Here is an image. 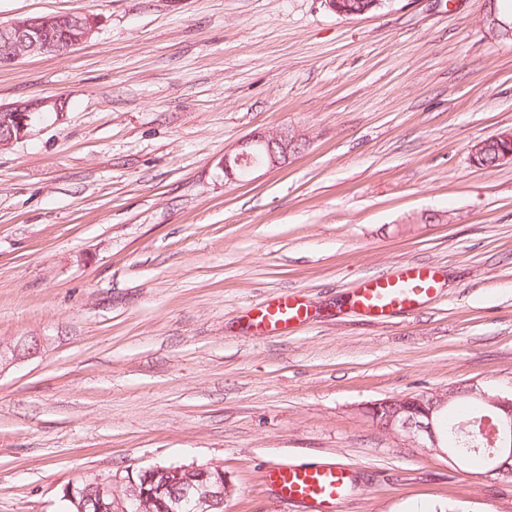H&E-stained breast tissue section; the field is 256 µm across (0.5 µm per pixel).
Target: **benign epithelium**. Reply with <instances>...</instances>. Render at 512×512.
I'll return each instance as SVG.
<instances>
[{
	"label": "benign epithelium",
	"mask_w": 512,
	"mask_h": 512,
	"mask_svg": "<svg viewBox=\"0 0 512 512\" xmlns=\"http://www.w3.org/2000/svg\"><path fill=\"white\" fill-rule=\"evenodd\" d=\"M486 22L492 30L512 35V24L499 18L497 0H489ZM95 16L76 12L66 15L43 14L26 16L10 22H0V67L9 66L31 56H57L68 49L87 42L97 28ZM63 102L59 99L40 101H18L9 106L0 105V149L27 137L30 128L45 112H61ZM498 142L507 146L498 149L495 166L512 162V130L495 135ZM306 139L299 133L282 128L272 134L257 133L224 153L221 169L227 178L236 177L243 165L248 173L266 168L280 167L291 156L301 152ZM38 349L37 340L7 349L0 346V371L32 356ZM458 398H474L488 407L486 433L497 453L490 456L485 474L504 476L512 473V434L502 427L501 415L512 417V396L492 394L478 383L464 388L450 387L442 392H426L421 395L407 394L371 402L363 412L379 427L390 434L403 437L412 446L430 454L446 458L458 466L464 459L449 448L441 446L437 433L438 416ZM141 482L126 479V500L145 512L157 503L167 512H180L183 503L193 504L195 512H215L224 507V499L231 493V486L224 472H212L195 464L176 467L151 466L141 470ZM180 481V491L167 493L172 479ZM152 490H145L146 486Z\"/></svg>",
	"instance_id": "7a95c632"
}]
</instances>
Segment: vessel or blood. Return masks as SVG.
Returning <instances> with one entry per match:
<instances>
[{"label": "vessel or blood", "instance_id": "vessel-or-blood-1", "mask_svg": "<svg viewBox=\"0 0 512 512\" xmlns=\"http://www.w3.org/2000/svg\"><path fill=\"white\" fill-rule=\"evenodd\" d=\"M437 285L433 267L406 265L389 276L364 281L352 294L349 305L373 319L409 313L435 294ZM308 316V307L285 291L256 308L249 328L281 332ZM264 484L290 512H340L353 493L354 477L339 465L304 463L266 470Z\"/></svg>", "mask_w": 512, "mask_h": 512}]
</instances>
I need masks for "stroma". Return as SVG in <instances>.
Instances as JSON below:
<instances>
[{"label":"stroma","instance_id":"obj_1","mask_svg":"<svg viewBox=\"0 0 512 512\" xmlns=\"http://www.w3.org/2000/svg\"><path fill=\"white\" fill-rule=\"evenodd\" d=\"M486 0H0V22L87 12L56 57L0 67V104L59 99L0 150V512H62L90 473L203 463L224 512H289L266 468L347 465L343 512H512L489 480L411 447L363 404L476 382L512 395V36ZM288 127L304 150L249 182L224 153ZM433 222H425V215ZM433 265L411 315L361 318V281ZM299 292L307 320L248 335ZM325 2L331 10H333L335 13H338L339 15L345 16V17L360 16V15L367 13V11L368 12L375 11L381 7V5L378 8L376 6H373L374 2H376L375 0H338L337 2L339 4L340 8H339V6L336 5L335 0H326ZM367 8H370V9L367 10ZM341 9L354 10V11H361L363 9H366V10H364L362 12H354V11L347 12L346 10H341ZM495 138V141H498L500 143L501 148L498 149V154L495 149L497 146L496 143L490 142L488 147L489 151L484 156V159L480 160L481 165L490 168L493 166V161L495 164V167L500 166L503 163L506 162H512V130H505L500 132L499 134L493 136ZM506 142L507 146L503 147L502 142ZM497 154V156H496ZM496 157V158H495ZM37 349L38 343L36 339H31L29 343L19 344L7 349H3L2 345H0V372L7 366L14 365L32 356L36 353Z\"/></svg>","mask_w":512,"mask_h":512}]
</instances>
